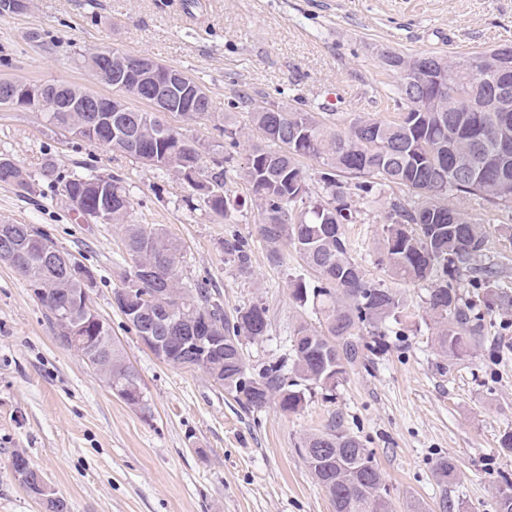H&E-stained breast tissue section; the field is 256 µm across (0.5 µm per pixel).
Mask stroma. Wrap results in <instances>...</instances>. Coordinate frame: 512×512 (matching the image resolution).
<instances>
[{
	"label": "stroma",
	"mask_w": 512,
	"mask_h": 512,
	"mask_svg": "<svg viewBox=\"0 0 512 512\" xmlns=\"http://www.w3.org/2000/svg\"><path fill=\"white\" fill-rule=\"evenodd\" d=\"M512 46V0H29L0 16V79L65 83L96 94L110 88L73 60V49L108 46L183 70L207 90L214 112L234 110L241 95L317 110L326 93L344 116L397 119L395 78L386 53H465ZM0 154L38 174L46 160L64 172L122 179L132 201L129 223L164 233L179 247L183 286L207 282L227 314L263 303L267 340L244 341L256 366L282 353L299 319L318 325L289 298L291 277L308 270L290 250L271 262L255 233L256 211L233 220L201 207L171 174L128 154L70 134L52 133L40 114L0 108ZM453 205L478 219L498 285L512 295V213L475 197ZM383 202L362 207L345 233L366 273L384 278L378 259ZM36 224L93 271L92 307L134 366L146 395L135 408L114 395L74 350L61 346L25 280L0 263V512H45L11 467L25 453L67 512H334L297 452L301 438L340 421L374 452L394 512L415 501L439 512L433 473L452 455L461 471L449 498L471 512H493L500 474L512 456L498 447L512 431V315L491 313L474 356L436 355L424 323L423 287L398 284L409 316L396 345L373 364L349 370L334 393L315 390L294 414L271 405L240 406L202 372L168 365L146 348L112 303L131 264L116 224L78 218L40 184L23 195L0 184V224ZM251 245L252 271L240 273L224 252L227 227Z\"/></svg>",
	"instance_id": "stroma-1"
}]
</instances>
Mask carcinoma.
Segmentation results:
<instances>
[{
    "label": "carcinoma",
    "mask_w": 512,
    "mask_h": 512,
    "mask_svg": "<svg viewBox=\"0 0 512 512\" xmlns=\"http://www.w3.org/2000/svg\"><path fill=\"white\" fill-rule=\"evenodd\" d=\"M73 55L93 75L109 65L108 56H121L114 48L99 54ZM384 64L396 76L395 121L356 115L350 119L336 112H314L294 106L285 112L250 113L248 132L225 114L217 126L219 141L205 150L186 151V138L178 130L157 128L154 114L136 110L129 132L118 135L107 125L92 130L68 128L72 114L57 110V84H31L39 93L28 112H38L47 125L79 136L136 159L146 156L153 166L165 170L190 187L209 211L231 219L247 205L256 207L257 236L277 261L281 248H291L315 273L312 281L296 277L289 281V296L299 308H311L322 316L316 329L306 320L294 326L279 357L249 366L242 339L254 342L268 337V309L261 303L240 308L229 317L205 282L192 288L181 286L177 274L176 244L155 229L129 224L132 200L121 180L113 176L64 173L47 163L39 176L26 172L15 159L0 156V183L23 194H34L39 181H47L64 196L71 210L84 219L100 222L110 215L122 227L132 265L121 289L142 291L149 296L142 309L154 311L152 291L166 290L167 305L181 314L192 311L206 317L213 335L224 338V349L209 355L199 370L222 381V388L248 409L262 410L275 404L285 413H295L316 388L332 391L349 369L373 362L387 353L397 326L405 320L407 301L403 294L382 280L367 276L354 259L352 244L343 225L352 222L358 210L353 197L366 200L386 189L404 188V199L393 198L385 213L379 264L388 276L410 284H425L422 299L425 315L433 324L431 342L441 357H469L479 343L484 311L508 313L512 297L499 292L500 266L488 256V241L482 225L448 203L450 196H475L492 208L512 211V155L502 158V144L512 143V112H483L474 120L460 111L461 101L437 98L428 89L412 92L406 73L443 65L455 72L456 85L467 93L482 88L486 73L512 69V46L498 56L494 51L412 55L388 54ZM199 93L197 111L190 121L214 116L212 100L204 88L190 80ZM256 137L244 166L231 163L240 138ZM311 158L327 167L320 189L313 190L299 164ZM251 187L250 200L231 194V172ZM349 175L352 185L340 180ZM224 252L233 257L240 272L251 268V247L236 232L224 239ZM13 269L30 290H41L38 300L54 327L63 326L65 297H77L81 280L69 278L60 266L45 265L39 251L25 240L17 242ZM468 281L473 295L460 291ZM84 333L97 337L112 351V383L141 387L138 374L123 349L112 338L105 321H86ZM299 454L314 479L334 506V512H391L389 493L374 453L358 437L334 421L326 430L306 435ZM434 476L441 488L440 512H467L464 502L448 499V485L459 480L456 461L450 456L436 460ZM27 489L44 503L46 512H67L65 501L49 497L36 483ZM495 512H512V479L503 475L496 489Z\"/></svg>",
    "instance_id": "carcinoma-1"
}]
</instances>
